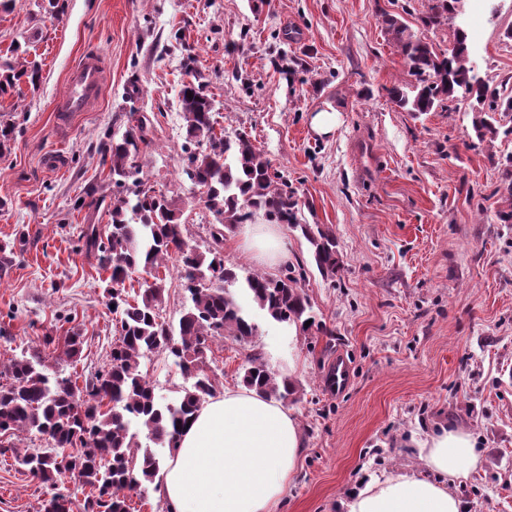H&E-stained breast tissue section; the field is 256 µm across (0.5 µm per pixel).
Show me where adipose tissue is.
<instances>
[{"mask_svg":"<svg viewBox=\"0 0 512 512\" xmlns=\"http://www.w3.org/2000/svg\"><path fill=\"white\" fill-rule=\"evenodd\" d=\"M243 243L260 258L287 259L278 225H244ZM302 448L299 425L281 404L243 387L228 389L183 429L157 494L169 512H276ZM418 448L428 476L370 481L352 494L347 512H463L449 485L479 464L475 439L442 425Z\"/></svg>","mask_w":512,"mask_h":512,"instance_id":"ef3b65f1","label":"adipose tissue"}]
</instances>
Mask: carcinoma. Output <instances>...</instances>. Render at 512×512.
<instances>
[{"label":"carcinoma","mask_w":512,"mask_h":512,"mask_svg":"<svg viewBox=\"0 0 512 512\" xmlns=\"http://www.w3.org/2000/svg\"><path fill=\"white\" fill-rule=\"evenodd\" d=\"M458 0H433L420 18L425 28L448 23ZM382 23L403 59L408 79L387 89L400 108L414 113L432 111L458 96L475 99L479 109L473 128L479 139L512 136V126L502 127L497 115L512 111V77L494 81L477 78L467 65L465 31L453 30V40L439 49L421 38L401 18L385 13ZM12 59L0 62V97L14 93L23 83L40 80L38 64L25 58L27 47L16 43ZM178 99L186 123L181 147V174L191 188L203 190L199 201L213 217L207 248L191 244L181 222L182 210L164 193L156 192L144 175L139 156L149 146L147 119L121 136L107 134L108 149L102 164L109 165L112 181L111 230L102 236L97 227L82 231L88 250L98 254L111 270L105 289L112 313L119 316V334L109 352L107 367L95 371L82 387L57 369L49 371L44 357L25 349L0 364V455L11 453L16 463L42 483L56 488L58 479L71 474L90 489L82 512H129L131 494L160 477L163 462L151 445L176 447L181 431L208 399L216 394L215 378L207 371V353L219 337L245 341L259 325L239 302L240 290L263 314L278 324L306 332L311 322L320 332L302 276L288 269L271 277L249 271L239 277L224 260V237L237 225L260 213L269 224H286L301 232L311 246L317 270L332 276L340 267L336 238L321 224H301L298 201L288 183L246 132L232 136L215 133L213 99L206 93L202 75L186 66ZM502 184L496 217L512 224V157ZM173 264L192 305L174 325L162 317L167 294L158 269ZM141 277L140 292L129 301L121 289L125 280ZM59 343L67 360L76 362L85 339L78 328L44 343ZM176 359L187 385L173 403H161L140 369L141 359L154 351ZM242 386L279 402L295 401L300 383L278 379L261 352L250 353L239 372ZM35 433L52 447L19 449L15 439ZM41 512H72L70 496L54 492L43 500Z\"/></svg>","instance_id":"cac0c4a2"}]
</instances>
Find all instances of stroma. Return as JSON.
<instances>
[{"mask_svg": "<svg viewBox=\"0 0 512 512\" xmlns=\"http://www.w3.org/2000/svg\"><path fill=\"white\" fill-rule=\"evenodd\" d=\"M45 3L13 0L0 11V57L20 42L41 67L37 88L0 99V121L15 125L0 151V243H26L0 278V363L24 349L54 360L44 335L73 327L86 344L64 373L80 383L107 362L117 334L102 295L109 273L77 229L106 227L109 206H74L88 187L111 193L98 154L105 132L149 118L143 170L182 200L188 238L205 245V210L178 179L177 92L192 55L219 128L251 135L296 189L300 222L331 227L342 261L322 277L305 238L282 226L326 333L264 322L249 340L212 346L208 371L220 387L239 386L254 349L303 386L285 405L303 448L279 512H345L375 477L427 476L415 442L440 424L470 432L482 456L452 486L464 512H512V224L499 223L489 197L512 139L479 141L470 99L419 115L387 95L405 74L380 14L421 29L432 0H65L56 17ZM457 26L479 77L512 76V0H486L478 21L460 0L454 26L422 31L444 48ZM89 51L102 54L107 79L87 111L60 116L68 73ZM330 107L332 130L316 132L314 116ZM339 349L352 364L340 396L324 384ZM141 369L161 402L180 396L184 379L167 353L148 354ZM48 493L0 456V512H40Z\"/></svg>", "mask_w": 512, "mask_h": 512, "instance_id": "stroma-1", "label": "stroma"}]
</instances>
